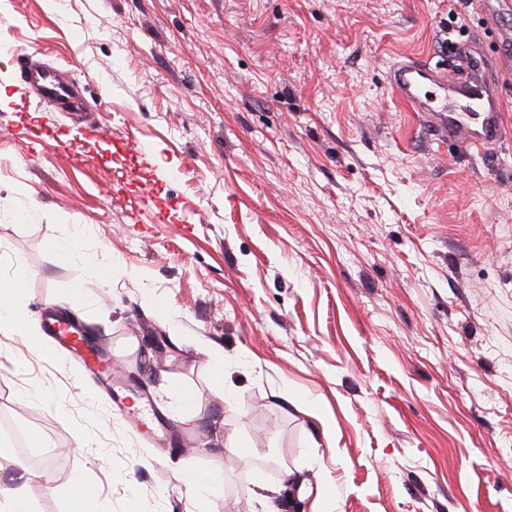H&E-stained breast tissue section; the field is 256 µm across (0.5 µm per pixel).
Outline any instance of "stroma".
Listing matches in <instances>:
<instances>
[{
  "label": "stroma",
  "mask_w": 512,
  "mask_h": 512,
  "mask_svg": "<svg viewBox=\"0 0 512 512\" xmlns=\"http://www.w3.org/2000/svg\"><path fill=\"white\" fill-rule=\"evenodd\" d=\"M58 3L0 0V41L70 71L144 150L58 145L79 113L21 112L0 52V280L24 258L37 331L83 288L76 318L163 429L134 442L83 364L0 335V418L55 444L33 512H66L76 474L108 512H512V69L506 135L480 149L437 142L389 85L450 43L512 42L468 0ZM121 188L176 207L155 222ZM73 237L108 280L56 258ZM211 347L234 400L180 417ZM214 466L223 492L191 501Z\"/></svg>",
  "instance_id": "35a3bbf8"
}]
</instances>
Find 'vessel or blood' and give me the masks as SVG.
<instances>
[{
    "instance_id": "obj_1",
    "label": "vessel or blood",
    "mask_w": 512,
    "mask_h": 512,
    "mask_svg": "<svg viewBox=\"0 0 512 512\" xmlns=\"http://www.w3.org/2000/svg\"><path fill=\"white\" fill-rule=\"evenodd\" d=\"M14 57L23 84L35 89L40 102H54L66 112L78 111L87 128L98 130L95 109L77 102L72 82L62 79L54 69L32 65L29 54L18 51ZM452 58L444 74L414 61L394 65L389 74L393 96L420 113L423 123L438 140L449 139L465 147L496 143L502 129L495 77L504 69H512V56H479L472 45L462 44ZM44 331L54 344L97 376L113 404L124 414L134 439L155 436L156 418L145 417L128 405L124 386L113 381L103 354L87 331L58 314L46 316Z\"/></svg>"
}]
</instances>
